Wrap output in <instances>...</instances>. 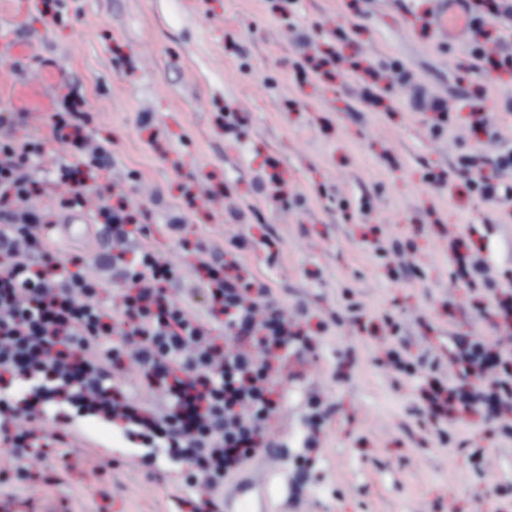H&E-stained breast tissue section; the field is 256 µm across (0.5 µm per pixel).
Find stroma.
<instances>
[{
	"label": "stroma",
	"instance_id": "35a3bbf8",
	"mask_svg": "<svg viewBox=\"0 0 512 512\" xmlns=\"http://www.w3.org/2000/svg\"><path fill=\"white\" fill-rule=\"evenodd\" d=\"M441 0H0V118L16 138L43 144L48 183L34 206L56 224L61 256L112 284L94 231L70 239L51 181L68 161L50 139L62 93L89 116L109 153L90 192L127 196L176 269L168 289L203 314L192 255L164 234L223 257L242 239V265L267 282L313 338L311 352L278 369L274 441L287 452L270 492L280 512H512V436L482 414L432 421L419 411L426 373L400 378L386 363L385 315L411 356L442 365L457 339L512 346V195L493 203L454 174L467 154L512 151V72L472 56L470 36L446 33ZM332 76L311 62L329 48ZM396 61L413 84L447 101L433 131L387 72L382 104L361 102L360 71ZM245 118L236 136L224 115ZM274 156L285 196L261 163ZM277 241L271 252L262 237ZM472 240L494 288L459 278L455 242ZM330 416L310 454V478L288 494L306 434L304 395ZM31 477L0 512H189L180 467L144 463L125 436L84 421L79 438L28 459Z\"/></svg>",
	"mask_w": 512,
	"mask_h": 512
}]
</instances>
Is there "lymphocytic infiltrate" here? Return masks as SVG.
<instances>
[{
	"instance_id": "lymphocytic-infiltrate-1",
	"label": "lymphocytic infiltrate",
	"mask_w": 512,
	"mask_h": 512,
	"mask_svg": "<svg viewBox=\"0 0 512 512\" xmlns=\"http://www.w3.org/2000/svg\"><path fill=\"white\" fill-rule=\"evenodd\" d=\"M87 120L81 112L50 115L52 140L74 156L57 172L69 188L66 209L86 204L84 166L104 163L105 149L86 152ZM34 147L0 132V440L29 449L31 434L18 419H52L56 443L78 436L79 420L93 418L122 428L147 455L163 453L186 466L185 481L201 493L202 512H224L219 489L257 451L268 447L265 426L278 409L273 361L310 347L289 321L272 288L236 274V261L191 250L206 273L202 284L208 318L175 305L166 285L174 276L150 245L151 229L123 198L102 195L97 223L108 229L106 256L124 283L115 299L100 297L101 284L83 271L82 257H62L49 245L52 230L39 210L19 205L43 191L31 176ZM512 169V153L463 158L457 176L481 198L500 196L483 170ZM223 329L225 342L215 331ZM484 343L460 342L454 361L464 377L481 380L468 390L434 381L423 395L428 415L483 411L503 434H512V360L501 357L488 376ZM142 370L141 389L161 392L166 409L155 413L118 387L127 359Z\"/></svg>"
}]
</instances>
